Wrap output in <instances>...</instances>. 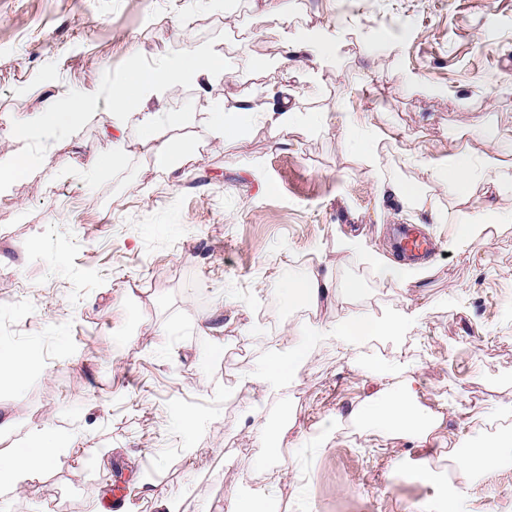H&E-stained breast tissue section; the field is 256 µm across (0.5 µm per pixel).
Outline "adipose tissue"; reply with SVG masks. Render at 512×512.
I'll return each instance as SVG.
<instances>
[{"label": "adipose tissue", "instance_id": "obj_1", "mask_svg": "<svg viewBox=\"0 0 512 512\" xmlns=\"http://www.w3.org/2000/svg\"><path fill=\"white\" fill-rule=\"evenodd\" d=\"M265 16L278 29L286 48L307 54L319 68L325 69L333 64L336 59V36L320 28L290 25L288 0H266ZM223 76V58L212 54L209 48L191 42L187 43L179 56L163 66L134 67L122 82L112 88L113 127L120 132L128 114L136 113L142 144L150 146L159 159H168L176 149L163 140L162 134L183 127L186 115L150 109V101L162 98L173 86H211ZM93 110L91 96L75 93L68 97L63 106L48 105L31 119L17 123L13 134L18 140L25 139L35 129L63 134L91 117ZM308 122V117L284 101L271 108L252 100L242 101L233 107L226 106L218 99L208 103V126L221 144L244 139L260 125L282 131ZM507 148V142L490 136L480 154L459 148L449 156L447 162L422 163L423 180L401 181L392 185L382 180L378 182L377 190L381 193L393 192L403 206L427 210L433 215L435 223L445 224L450 221L447 212L439 205L440 194L464 197L479 182L490 181L498 186L512 182V176L503 173L500 160ZM176 151L189 156L193 148L184 144ZM499 224L511 225L512 211L478 210L454 223L455 243L463 250L487 243L490 228ZM337 246L343 252L365 253L374 277L383 282L406 287L418 283L428 274L424 266H410L373 252H365L362 243L354 237L339 238ZM281 291L292 303L314 305L325 297L339 304H349L362 297L364 288L360 280L349 279L337 283L312 270L301 276L284 278ZM420 319V310L401 304L380 322L367 316L353 315L341 322L321 321L309 327L290 328L283 346L268 355L254 383L266 392L296 377L308 362L312 347L325 338H334L338 350L346 355L367 336L376 333L403 335L414 329ZM369 374L378 379L379 388L358 398L350 413L351 418L363 429L375 435L398 434L423 443L443 427V413L415 403V391L410 380L395 379L375 367L370 368ZM73 445V440L60 436L54 429H42L29 451L19 456L0 457V487L14 486L22 479L31 478L36 469L59 461L64 449ZM447 455L452 465V476L441 488V512H459L473 482L481 473L512 466V429L502 427L491 435L474 428L463 437H449Z\"/></svg>", "mask_w": 512, "mask_h": 512}]
</instances>
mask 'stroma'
I'll list each match as a JSON object with an SVG mask.
<instances>
[{
	"label": "stroma",
	"instance_id": "1",
	"mask_svg": "<svg viewBox=\"0 0 512 512\" xmlns=\"http://www.w3.org/2000/svg\"><path fill=\"white\" fill-rule=\"evenodd\" d=\"M291 25L339 37L336 64L313 81L309 57L258 70L251 57L288 56L263 0H0V146L43 157L0 193V342L35 356L20 389L0 390V456L28 450L44 426L75 436L61 462L0 488V512H225L264 498L275 512H399L434 500L448 480L441 443L375 439L351 420L378 358L415 379L419 405L512 426V228L459 251L453 227L378 195V179L419 180L408 153L447 160L457 145L512 138V0H293ZM213 48L228 73L215 90L183 88L161 109L188 124L190 163H157L125 129L122 167L85 172L112 151L113 85L134 66L178 56L185 40ZM227 105L286 92L311 123L257 127L218 144L207 133L211 92ZM85 92L90 120L64 135L12 142L15 122ZM381 139L379 170L343 143L341 113ZM457 218L512 210V188L441 196ZM411 224L434 250L411 288L379 282L363 256L337 251L346 234L392 256L389 231ZM316 270L361 280L357 309L384 317L424 308L406 336H374L359 353L320 342L295 381L263 400L246 383L289 325L315 312L288 304L286 276ZM223 352L210 356L212 346ZM200 415L184 428L182 414ZM274 438L283 480L257 460ZM463 512H512V466L472 485Z\"/></svg>",
	"mask_w": 512,
	"mask_h": 512
}]
</instances>
